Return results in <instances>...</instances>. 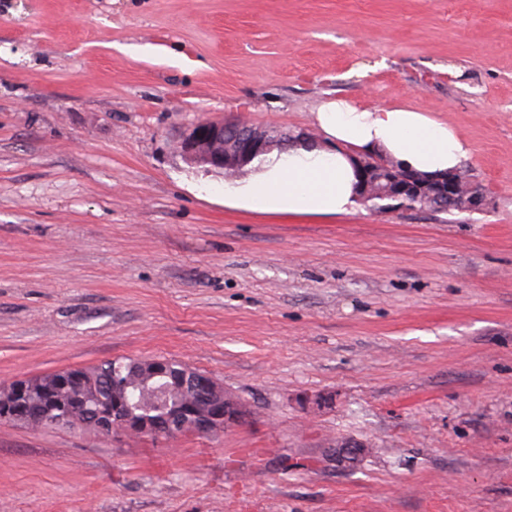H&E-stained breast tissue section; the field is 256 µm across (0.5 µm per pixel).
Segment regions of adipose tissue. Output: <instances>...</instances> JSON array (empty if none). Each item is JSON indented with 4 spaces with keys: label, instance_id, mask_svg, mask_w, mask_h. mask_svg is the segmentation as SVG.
<instances>
[{
    "label": "adipose tissue",
    "instance_id": "ef3b65f1",
    "mask_svg": "<svg viewBox=\"0 0 512 512\" xmlns=\"http://www.w3.org/2000/svg\"><path fill=\"white\" fill-rule=\"evenodd\" d=\"M312 122L320 141L295 144L250 165L244 178L225 182V204L260 213L336 216L359 201L358 155L379 154L427 177L458 170L471 155L456 129L406 106H358L333 98L320 103Z\"/></svg>",
    "mask_w": 512,
    "mask_h": 512
}]
</instances>
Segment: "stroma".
Wrapping results in <instances>:
<instances>
[{"mask_svg":"<svg viewBox=\"0 0 512 512\" xmlns=\"http://www.w3.org/2000/svg\"><path fill=\"white\" fill-rule=\"evenodd\" d=\"M336 96L456 128L485 210H238L178 148ZM124 358L251 414L0 420V512H512V0H0V386ZM114 360L103 361L99 364L69 369L55 373L28 378L36 386H40L43 395L37 394L30 408L41 411L50 398L55 396L53 382L61 373L78 375L96 384L103 395L112 393V404L99 408L96 413L88 412L79 420L70 408L54 406L44 415V419L58 426H72L80 422L84 426L93 425L99 433L112 434V432L136 435H172L180 431H192V428L182 423L188 416L197 419L195 431L203 434H218L228 426L241 421L248 414V409L229 395L224 386L202 372H193L187 368L175 367L170 359H153L149 361L153 378L168 387L181 385L195 387L207 393V405L200 411L196 404H185L191 394L179 390L168 394L169 400L179 401L183 404L174 408L167 407L158 417L150 414L136 415L131 411V404L135 400V393L129 391L128 383L116 389L118 393L105 381L107 370H111ZM48 421L38 419L35 427H55ZM185 427V428H184ZM184 428V429H183Z\"/></svg>","mask_w":512,"mask_h":512,"instance_id":"obj_1","label":"stroma"}]
</instances>
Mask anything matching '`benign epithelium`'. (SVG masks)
Listing matches in <instances>:
<instances>
[{"label": "benign epithelium", "mask_w": 512, "mask_h": 512, "mask_svg": "<svg viewBox=\"0 0 512 512\" xmlns=\"http://www.w3.org/2000/svg\"><path fill=\"white\" fill-rule=\"evenodd\" d=\"M180 149L189 159L214 168L234 171L267 151L265 137L253 126L240 122L202 119L189 126L181 135ZM389 180L394 185L391 196L399 198L420 190H428L431 201L441 206L444 202L462 200L461 209L477 212L484 209L485 197L482 190L460 172L427 180L422 185L410 175H399L396 170L387 168ZM153 378L164 387L181 385L195 387L207 393V405L201 410L197 405L181 404L153 417L149 414L136 415L131 411L135 393L123 383L119 391L112 393V403L88 412L78 419L67 407L54 406L44 415V419L58 426H72L81 423L92 425L100 433L112 432L136 435H172L183 430V420L191 416L197 419L195 431L203 434H218L228 426L241 421L248 409L229 395L224 386L202 372L174 366L169 359L149 361ZM0 418L23 426H32L22 412L5 401L0 403Z\"/></svg>", "instance_id": "benign-epithelium-1"}]
</instances>
